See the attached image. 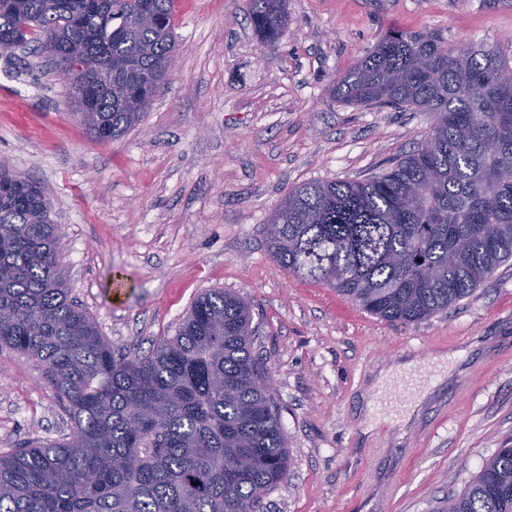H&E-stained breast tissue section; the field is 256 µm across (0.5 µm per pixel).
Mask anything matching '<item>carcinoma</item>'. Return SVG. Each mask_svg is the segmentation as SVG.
<instances>
[{
  "mask_svg": "<svg viewBox=\"0 0 512 512\" xmlns=\"http://www.w3.org/2000/svg\"><path fill=\"white\" fill-rule=\"evenodd\" d=\"M275 42L287 0H249ZM33 45L105 61L64 73L109 143L144 117L174 55V0H0V55ZM344 102L428 112L416 147L365 179L308 182L266 225L289 273L390 322L448 309L512 261V50L394 30L336 79ZM43 186L0 163V346L43 369L72 433L0 453V512H256L290 466L243 297L215 288L176 335L119 355L70 297ZM433 512H512V446Z\"/></svg>",
  "mask_w": 512,
  "mask_h": 512,
  "instance_id": "cac0c4a2",
  "label": "carcinoma"
}]
</instances>
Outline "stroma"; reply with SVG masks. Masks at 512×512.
<instances>
[{
	"mask_svg": "<svg viewBox=\"0 0 512 512\" xmlns=\"http://www.w3.org/2000/svg\"><path fill=\"white\" fill-rule=\"evenodd\" d=\"M247 0H177L176 66L144 118L94 141L43 56H0V161L48 190L73 299L113 349L175 335L203 292L245 297L290 467L263 512H430L512 439V265L448 312L401 324L271 256L265 226L312 181L364 179L411 151L426 112L347 106L336 77L393 29L512 43V0H288L259 41ZM454 354L416 414L379 407L381 369ZM71 421L43 371L0 347V453Z\"/></svg>",
	"mask_w": 512,
	"mask_h": 512,
	"instance_id": "stroma-1",
	"label": "stroma"
}]
</instances>
